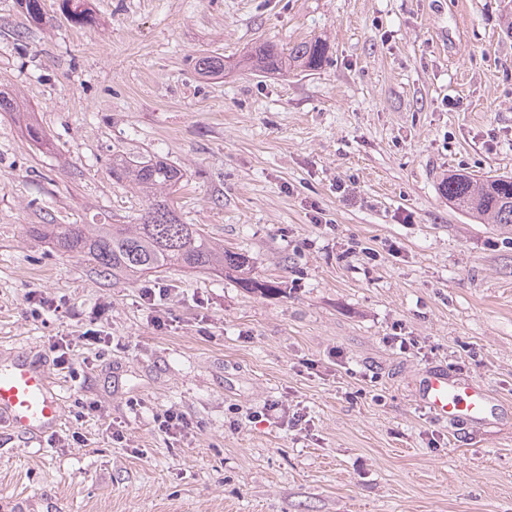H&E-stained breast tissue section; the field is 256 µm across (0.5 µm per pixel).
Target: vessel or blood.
Returning <instances> with one entry per match:
<instances>
[{"label":"vessel or blood","mask_w":512,"mask_h":512,"mask_svg":"<svg viewBox=\"0 0 512 512\" xmlns=\"http://www.w3.org/2000/svg\"><path fill=\"white\" fill-rule=\"evenodd\" d=\"M48 372L26 362L0 373V415L22 432L51 427L58 417V399L47 386ZM422 400L433 418L451 425L480 428L487 420L489 394L480 386L450 380L447 373H428L421 384Z\"/></svg>","instance_id":"b4317fda"}]
</instances>
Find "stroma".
<instances>
[{"mask_svg": "<svg viewBox=\"0 0 512 512\" xmlns=\"http://www.w3.org/2000/svg\"><path fill=\"white\" fill-rule=\"evenodd\" d=\"M87 6L75 27L44 0L56 21L37 25L0 0V91L53 143L0 112V371L33 359L60 404L40 432L0 422V512H512V224L440 190L456 170L512 176V0ZM315 39L320 69L239 65ZM202 53L223 77L195 72ZM118 149L182 169L183 220L280 291L118 281L29 235L136 223ZM155 283L171 294L152 310ZM34 290L59 312L32 317ZM93 325L110 343L83 339ZM433 368L490 392L481 432L433 420ZM169 409L191 435L159 430ZM194 68L202 78L223 76L224 58L211 54L202 53L195 57ZM0 111L1 112H14L17 115V121L22 125L25 135L33 142L41 145L47 150L52 146L50 139L39 128L33 118L30 116V112H25L23 106L19 102L12 98H6L3 92H0Z\"/></svg>", "mask_w": 512, "mask_h": 512, "instance_id": "1", "label": "stroma"}]
</instances>
